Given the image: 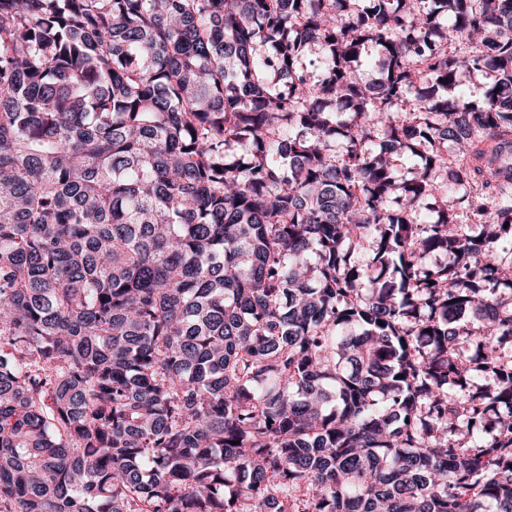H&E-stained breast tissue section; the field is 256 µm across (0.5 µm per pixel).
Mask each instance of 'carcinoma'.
Wrapping results in <instances>:
<instances>
[{
  "instance_id": "carcinoma-1",
  "label": "carcinoma",
  "mask_w": 512,
  "mask_h": 512,
  "mask_svg": "<svg viewBox=\"0 0 512 512\" xmlns=\"http://www.w3.org/2000/svg\"><path fill=\"white\" fill-rule=\"evenodd\" d=\"M509 272L512 0H0L10 512H512ZM381 62L377 50L373 46H367L363 51L358 63V76L363 82L371 83L381 77Z\"/></svg>"
}]
</instances>
